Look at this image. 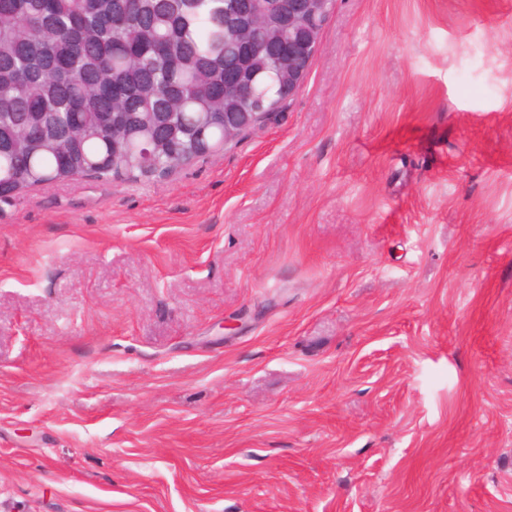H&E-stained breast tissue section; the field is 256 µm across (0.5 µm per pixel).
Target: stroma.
I'll use <instances>...</instances> for the list:
<instances>
[{
    "label": "stroma",
    "instance_id": "35a3bbf8",
    "mask_svg": "<svg viewBox=\"0 0 512 512\" xmlns=\"http://www.w3.org/2000/svg\"><path fill=\"white\" fill-rule=\"evenodd\" d=\"M0 512H512V0H334L226 149L0 200Z\"/></svg>",
    "mask_w": 512,
    "mask_h": 512
}]
</instances>
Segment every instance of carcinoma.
I'll use <instances>...</instances> for the list:
<instances>
[{"mask_svg": "<svg viewBox=\"0 0 512 512\" xmlns=\"http://www.w3.org/2000/svg\"><path fill=\"white\" fill-rule=\"evenodd\" d=\"M227 0H0V191L46 180L161 178L224 147L220 112H274L283 73L263 58L252 96L224 108V68L245 54L224 23ZM156 115L149 154L112 161V130ZM210 112L205 138L199 113Z\"/></svg>", "mask_w": 512, "mask_h": 512, "instance_id": "cac0c4a2", "label": "carcinoma"}]
</instances>
